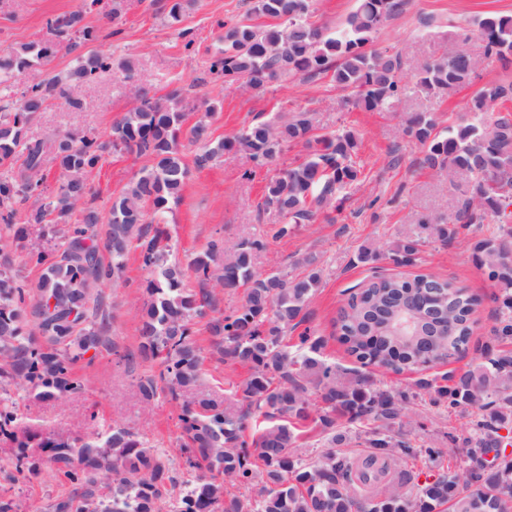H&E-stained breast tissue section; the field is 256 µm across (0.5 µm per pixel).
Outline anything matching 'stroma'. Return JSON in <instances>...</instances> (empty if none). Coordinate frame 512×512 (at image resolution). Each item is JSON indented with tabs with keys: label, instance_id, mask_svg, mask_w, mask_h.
I'll use <instances>...</instances> for the list:
<instances>
[{
	"label": "stroma",
	"instance_id": "1",
	"mask_svg": "<svg viewBox=\"0 0 512 512\" xmlns=\"http://www.w3.org/2000/svg\"><path fill=\"white\" fill-rule=\"evenodd\" d=\"M253 2L184 0L181 21L172 25L167 20L168 0H99L85 18L97 32L89 47L111 56L112 70L83 88L82 109L72 110L58 103L36 114L28 125L29 138L40 140L59 130L106 139L113 122L133 106V89L137 86L151 98L181 90L185 110L193 122L202 115L204 103H215L217 111L209 124L216 139L234 138L254 123L298 111L308 112L312 137L339 131L353 133L357 141L354 159L361 170L358 182L342 205L320 209L312 223L298 226L284 240L272 239L268 234L282 217L276 209L265 206V190L286 165L305 156L304 144L290 145L274 162L261 168L237 151L225 152L223 157L198 167L194 158L199 145L184 141L182 153L189 174L180 202L165 215L175 258L186 267L211 240H223L230 247L245 239H259L264 247L255 255L256 273L285 271L301 276L305 269L300 259L316 254L321 284L309 304L308 325L325 339L323 358L353 368L357 362L339 341L334 322L350 290L369 281L371 271L358 262L357 255L360 248H371L380 255L377 265L383 274H430L451 280L476 297L470 350L449 364L457 372L475 366L481 348L490 342L495 287L475 265L470 243L484 229L494 228L496 217L487 216L483 226L462 231L450 243L424 245L410 266L394 265L386 253L399 238L424 236V224L447 221L460 199L459 192L443 176L421 166V147L405 136L404 116L428 112L440 127L457 123L468 115V100L474 88L490 81L512 82V67L486 64L470 86L450 96L410 92L393 112L351 108L344 92L327 75L305 79L285 74L264 90L254 91L240 81L214 78L208 71L225 27L246 18L258 26L272 27V19L252 16ZM82 6L83 0H0V54L32 41L48 43L55 48L52 71L66 72L76 53L49 21ZM488 15L512 16V0H404L400 12L374 34L372 46L399 54L403 77L408 80L418 67L460 43L466 44L473 55L482 56L483 42L475 22ZM125 60L134 65L130 81L119 68ZM147 163V157L134 154L106 155L93 175L101 189L95 202L98 210L108 212L113 197L120 195ZM36 241L48 249L58 243L57 238L43 235L36 224L22 223L14 230L0 224V252L13 259L30 290L36 288L41 271L25 263L24 256L27 245ZM149 278L139 253L130 252L120 278L102 290L109 334L119 356L100 355L90 362L80 361L76 371L87 379L82 391L41 402L17 398L23 426L39 438L59 439L94 432L105 422L117 423L138 432L170 458H177L180 428L175 402L161 395L145 403L138 387L140 378L149 372L148 362L139 353L138 332ZM196 330L201 381L192 396L224 401L247 378L248 370L224 361L205 323H198ZM474 416V409L469 407L450 411L432 407L419 398L411 406L404 431L416 444L442 449L443 467L455 469L465 450L455 444L454 438ZM0 489L15 499L21 512H44L47 502L62 491L47 467L35 478L13 483L0 479Z\"/></svg>",
	"mask_w": 512,
	"mask_h": 512
}]
</instances>
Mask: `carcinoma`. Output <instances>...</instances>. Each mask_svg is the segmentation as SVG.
I'll list each match as a JSON object with an SVG mask.
<instances>
[{"label":"carcinoma","instance_id":"1","mask_svg":"<svg viewBox=\"0 0 512 512\" xmlns=\"http://www.w3.org/2000/svg\"><path fill=\"white\" fill-rule=\"evenodd\" d=\"M401 0H357L354 11L336 35H327L309 21V0H255L254 13L280 21L263 29L246 19L225 30L224 48L209 72L242 80L261 91L282 74L317 77L332 74L349 91L348 102L366 111H394L407 86L402 82L399 55L368 48L381 24L400 11ZM79 10L51 21L74 46L92 42L95 31L83 24ZM484 58L503 67L512 64V17L487 16L478 22ZM53 46L24 43L0 58V86L35 65L52 62ZM477 60L450 52L420 68L414 88L450 94L471 82ZM109 56L78 54L64 74H32L19 100L0 98V222L13 226L14 204L43 195V166L52 156L65 179L48 201L28 210L26 224H49L60 244L49 250L30 245L26 262L42 268L35 302L12 266L0 263V441L11 444L17 474L33 477L41 458L31 453V438L20 429L13 395L35 400L58 399L80 390L84 378L76 364L89 351L123 358L107 336L108 321L93 319L101 303L99 288L120 278L130 251H140L152 279L147 285L139 327L141 356L158 363L159 374L139 380L146 402L159 393L172 400L194 389L200 377V348L193 325L209 318L207 330L224 360L248 368V378L233 398L178 405L179 456L189 478H182L173 460L114 425L89 436L43 440L37 444L54 478L66 486L47 512H512V456L500 455L504 436L512 433V374L502 369L512 351L502 349L461 374L436 368L461 355L472 335L474 298L449 280L426 275L413 279L373 273L359 292L341 307L338 328L347 351L363 367H381L396 352V370L429 372L416 390L385 389L369 374L345 369L321 356L322 340L306 328L298 336L299 351L288 350V331L309 319L308 307L320 284L317 259L308 256V272L290 278L276 272L255 274L259 240H244L229 254L224 241L213 240L196 255L191 268L203 287L189 288L185 270L171 261L165 230L146 228L170 203L181 199L187 168L180 150L181 135L202 144L196 158L204 165L229 150L243 152L263 166L290 143L303 141L308 155L290 165L267 186L265 204L285 222L270 229L273 239H286L317 211L347 198L360 170L353 160L356 142L349 132L310 140L311 119L298 112L277 123L258 122L232 139L211 138L204 117L184 129L187 113L181 91L164 99L139 95L138 104L112 126L110 137L53 133L31 141L27 126L52 102L64 100L73 110L83 106L80 90L110 71ZM512 101V83L479 87L469 101L470 118L438 129L427 112H413L404 121L408 138L423 152L421 165L448 173L450 185L464 199L446 224L426 227L428 236L448 243L460 229L484 223L487 214L500 218L497 228L475 239L471 250L479 269L497 288L492 340L512 344V258L501 252L512 246V116L487 120L497 103ZM146 156L127 189L112 201L108 248L104 262L89 228L100 223L93 206L99 190L91 181L106 151ZM424 240L394 243L390 259L412 265ZM246 288L245 304L218 317L224 291ZM440 290L437 307L451 312L455 330L437 327L427 313H418L421 334L407 344L393 336L387 321L427 288ZM34 318L37 333L25 328ZM426 395L437 408L473 407L479 414L461 434L465 466H441L442 450L418 448L401 432L412 400ZM319 431L331 451L316 459L295 455L308 425ZM364 431L366 455L358 460L336 451L351 439L355 426ZM423 456L430 474L421 483L391 473L402 458ZM411 489H406L407 485ZM229 485L252 495L241 498Z\"/></svg>","mask_w":512,"mask_h":512}]
</instances>
